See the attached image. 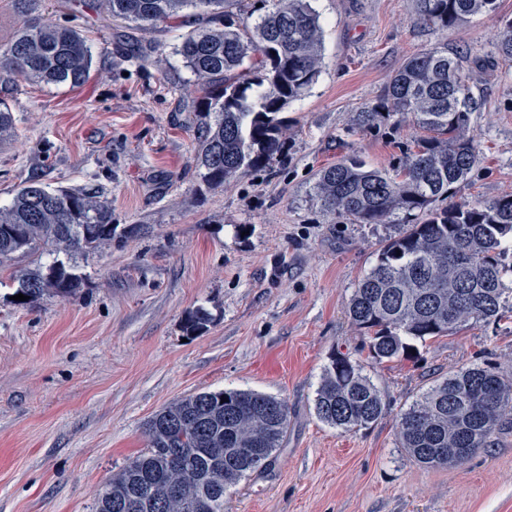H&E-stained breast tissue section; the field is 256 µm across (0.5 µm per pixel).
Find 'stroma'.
Wrapping results in <instances>:
<instances>
[{"label":"stroma","mask_w":512,"mask_h":512,"mask_svg":"<svg viewBox=\"0 0 512 512\" xmlns=\"http://www.w3.org/2000/svg\"><path fill=\"white\" fill-rule=\"evenodd\" d=\"M98 0H38L36 16L76 28L93 55L83 86L0 74L14 136L0 142V205L31 177L96 187L122 234L77 260L70 298L21 306L15 276L50 255L0 266V512H93L105 486L146 446L145 424L194 392L250 389L287 401L288 432L260 475L230 490L225 512H512V403L493 447L460 466L426 468L399 448L397 421L436 378L475 363L512 377V274L501 320L427 340L412 360L371 362L350 299L401 224H356L320 209V169L359 157L391 168L420 135L411 119L361 128L411 56L439 46L464 65L477 107L480 162L456 200L512 190V62L494 35L512 0L442 30L415 0H312L322 70L284 111L285 152L226 189L196 166L195 78L175 49L181 28L113 22ZM141 46L145 58L129 53ZM204 308L202 329H185ZM349 355L385 394L369 428L322 423L316 390L332 352Z\"/></svg>","instance_id":"stroma-1"}]
</instances>
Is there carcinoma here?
<instances>
[{"instance_id": "1", "label": "carcinoma", "mask_w": 512, "mask_h": 512, "mask_svg": "<svg viewBox=\"0 0 512 512\" xmlns=\"http://www.w3.org/2000/svg\"><path fill=\"white\" fill-rule=\"evenodd\" d=\"M22 26L0 50V70L47 85L82 86L92 53L73 27L32 16L36 0H15ZM240 0H102L108 15L154 27L190 12L201 22L181 36L177 53L203 96L197 166L208 188H223L281 158L285 107L317 79L322 30L311 0H257L248 17ZM420 18L448 29L490 11L495 0H416ZM512 61V20L497 36ZM463 60L438 47L410 58L385 94L352 122L371 127L385 117L412 118L423 132L389 170L339 161L318 173L314 197L326 212L357 224H391L403 231L378 250L376 262L348 306L365 335L372 362L413 359L414 342L452 334L468 323L495 320L512 266V194L489 203L454 200L478 160L470 131L473 102ZM11 109L0 102V140L12 135ZM111 202L97 191L52 189L37 179L0 208V266L17 255L49 252L48 266L25 269L16 293L25 304L66 298L82 286L71 260L112 245ZM65 259H60V256ZM209 320L198 308L186 317L195 332ZM512 400V377L474 364L439 378L398 415L399 447L420 465H461L489 448ZM385 410L384 395L362 367L331 355L314 400L317 418L343 433L366 428ZM285 400L255 390H209L157 411L146 424V449L112 476L94 512H224V495L268 467L288 430Z\"/></svg>"}]
</instances>
